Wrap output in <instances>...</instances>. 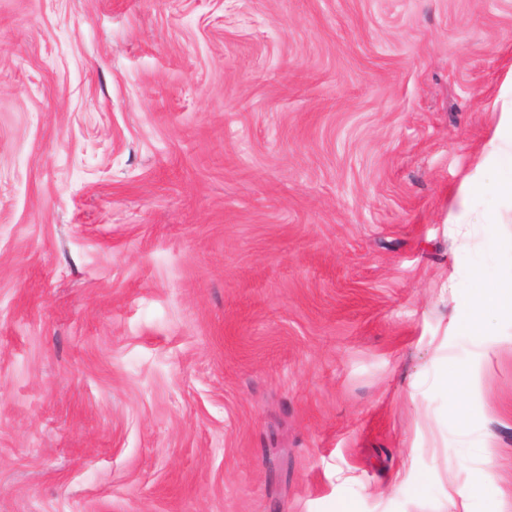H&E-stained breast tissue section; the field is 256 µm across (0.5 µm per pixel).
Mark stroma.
<instances>
[{"mask_svg": "<svg viewBox=\"0 0 512 512\" xmlns=\"http://www.w3.org/2000/svg\"><path fill=\"white\" fill-rule=\"evenodd\" d=\"M511 72L512 0H0V512H512ZM487 146V152L477 158L473 174L465 180L459 193V209L448 214V224H460V215L482 194L512 199V111L500 113L498 123L488 132ZM488 169H508L510 177L490 184L484 177ZM473 295L461 313L458 322L473 331H480L483 315L491 308L501 316L512 318V273L509 276L489 280L483 269L472 271Z\"/></svg>", "mask_w": 512, "mask_h": 512, "instance_id": "1", "label": "stroma"}]
</instances>
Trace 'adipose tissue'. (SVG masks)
I'll use <instances>...</instances> for the list:
<instances>
[{"instance_id": "1", "label": "adipose tissue", "mask_w": 512, "mask_h": 512, "mask_svg": "<svg viewBox=\"0 0 512 512\" xmlns=\"http://www.w3.org/2000/svg\"><path fill=\"white\" fill-rule=\"evenodd\" d=\"M488 150L480 155L473 174L468 177L459 193V208L448 215L449 223H457L461 213L467 212L477 196L491 193L512 199V175L495 183H488L484 173L489 169H508L512 172V111L501 113L498 123L488 132ZM473 295L458 321L472 330H480L487 311L512 317V275L498 279L485 277L482 268L472 271Z\"/></svg>"}]
</instances>
